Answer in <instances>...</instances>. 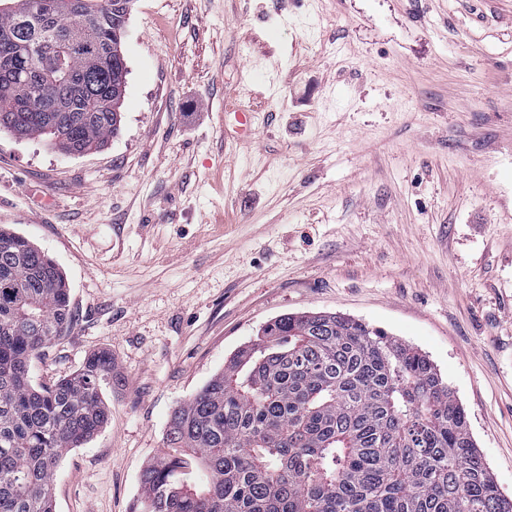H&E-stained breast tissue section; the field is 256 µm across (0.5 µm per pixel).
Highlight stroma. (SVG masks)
Returning a JSON list of instances; mask_svg holds the SVG:
<instances>
[{
    "mask_svg": "<svg viewBox=\"0 0 512 512\" xmlns=\"http://www.w3.org/2000/svg\"><path fill=\"white\" fill-rule=\"evenodd\" d=\"M121 50L101 147L0 130V226L75 311L32 379L112 351L55 512H132L173 410L303 311L425 353L511 498L512 0H134Z\"/></svg>",
    "mask_w": 512,
    "mask_h": 512,
    "instance_id": "obj_1",
    "label": "stroma"
}]
</instances>
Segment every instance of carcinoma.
Listing matches in <instances>:
<instances>
[{
    "instance_id": "1",
    "label": "carcinoma",
    "mask_w": 512,
    "mask_h": 512,
    "mask_svg": "<svg viewBox=\"0 0 512 512\" xmlns=\"http://www.w3.org/2000/svg\"><path fill=\"white\" fill-rule=\"evenodd\" d=\"M133 0H0V35L40 59L0 66V128L82 155L116 134L118 34ZM58 265L0 227V512H54L62 458L108 422L112 351L37 386L31 361L73 322ZM133 512H512L429 357L360 320L267 322L170 416ZM202 485L186 479L188 459Z\"/></svg>"
}]
</instances>
